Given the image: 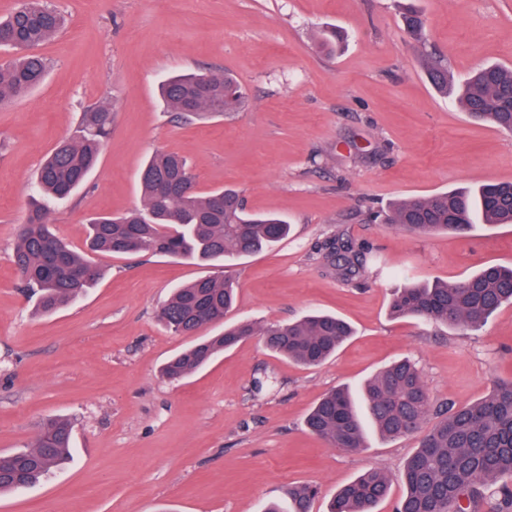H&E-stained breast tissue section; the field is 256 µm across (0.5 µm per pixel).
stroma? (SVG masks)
I'll list each match as a JSON object with an SVG mask.
<instances>
[{"label": "stroma", "mask_w": 512, "mask_h": 512, "mask_svg": "<svg viewBox=\"0 0 512 512\" xmlns=\"http://www.w3.org/2000/svg\"><path fill=\"white\" fill-rule=\"evenodd\" d=\"M65 29L40 46L43 82L0 105V453L27 446L52 418L76 422L73 459L40 487L0 494V512H263L310 484L312 512L382 470L393 512L418 435L372 437L346 451L304 420L329 390L358 387L413 360L434 404L482 399L512 378V304L478 331L394 318L405 281L455 283L486 264L512 265V224L419 236L379 219L393 201L512 182V133L473 121L429 82L427 53L450 84L487 64L512 69V0H52ZM423 14L421 37L401 13ZM220 69L247 103L186 121L160 82ZM112 106L96 169L50 203L55 233L84 250L87 222L141 204L139 174L157 150L187 159L198 192L238 190L247 210L291 226L261 254L220 268L152 254L99 255L102 281L41 316L12 263L35 173L84 110ZM349 241L364 272L345 275L323 244ZM237 284L228 321L259 326L311 311L354 331L334 356L303 367L245 341L179 381L160 368L191 342L158 320L172 288L203 276Z\"/></svg>", "instance_id": "stroma-1"}]
</instances>
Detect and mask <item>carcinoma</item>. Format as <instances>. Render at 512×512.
I'll return each instance as SVG.
<instances>
[{"mask_svg": "<svg viewBox=\"0 0 512 512\" xmlns=\"http://www.w3.org/2000/svg\"><path fill=\"white\" fill-rule=\"evenodd\" d=\"M64 17L45 0H20L0 19V48L19 56L0 64V104L29 93L44 78L46 60L32 49L58 35ZM432 83L448 90V69L433 61ZM167 108L181 118L202 119L241 109L242 86L222 71L175 75L161 85ZM459 103L475 121L512 132V69L489 64L460 89ZM112 130V111L98 106L82 113L74 137L60 142L42 164L26 223L20 225L12 254L25 288L37 295V308L50 315L73 302L101 278L93 254L151 253L198 262H226L259 253L288 236L290 225L276 214H252L232 189L201 194L187 161L155 152L140 173L142 204L123 216H98L89 224L86 251L72 249L48 222V201L69 197L98 164ZM224 206L216 205V197ZM386 222L415 235L461 234L475 224H512V182L482 184L427 197L403 199ZM326 257L353 275L359 254L349 241L326 244ZM236 287L224 277H202L176 288L159 308L162 324L197 341L172 356L162 368L166 379L197 372L219 353L256 337L270 351L306 367L330 357L352 335L343 319L323 313L265 327L249 321L224 325L233 308ZM512 303V266L489 264L470 277L448 284L409 283L393 296L390 311L478 331L503 304ZM224 327L214 336L208 328ZM432 401L419 369L409 360L375 373L356 399L342 387L326 393L306 418L308 430L334 448L354 451L367 445L364 419L385 439L421 434L419 448L403 470L405 494L395 512H481L485 490L499 484L497 512H512V380L493 381L478 402L450 407L437 423L423 429ZM74 424L65 418L46 422L33 443L0 454V492H17L40 484L70 459ZM389 492L386 475L373 470L344 486L328 512H375ZM289 512H310L317 488L290 487Z\"/></svg>", "mask_w": 512, "mask_h": 512, "instance_id": "1", "label": "carcinoma"}]
</instances>
